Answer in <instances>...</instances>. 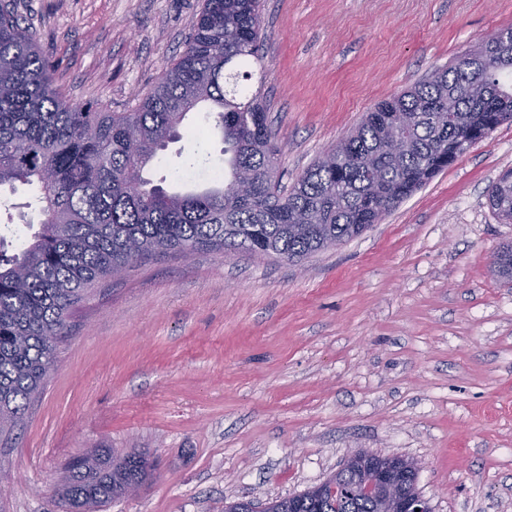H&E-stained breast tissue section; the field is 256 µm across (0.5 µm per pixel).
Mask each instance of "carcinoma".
<instances>
[{"instance_id":"cac0c4a2","label":"carcinoma","mask_w":512,"mask_h":512,"mask_svg":"<svg viewBox=\"0 0 512 512\" xmlns=\"http://www.w3.org/2000/svg\"><path fill=\"white\" fill-rule=\"evenodd\" d=\"M262 0H204L183 51L132 112L67 103L26 27L0 8V186L36 188L39 228L14 254L0 251V433L14 427L55 359L70 312L121 267L167 254L246 251L289 261L378 223L471 146L512 121V28L457 55L376 104L342 142L286 189L266 123L250 92L262 61ZM208 110L224 139L220 185L170 193L144 173L180 137L188 114ZM253 190L240 196L241 170ZM512 221V169L488 189ZM512 282V243L495 258ZM141 451L98 448L72 458L61 495L70 512H97L151 475ZM274 512H378L369 495L326 494Z\"/></svg>"}]
</instances>
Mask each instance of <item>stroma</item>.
I'll return each mask as SVG.
<instances>
[{"instance_id": "stroma-1", "label": "stroma", "mask_w": 512, "mask_h": 512, "mask_svg": "<svg viewBox=\"0 0 512 512\" xmlns=\"http://www.w3.org/2000/svg\"><path fill=\"white\" fill-rule=\"evenodd\" d=\"M204 0H0L76 105L128 112L182 51ZM261 92L292 185L378 102L512 28V0H264ZM159 151L167 191L224 161L214 120ZM512 168L494 129L361 235L288 262L199 251L139 263L72 310L54 365L0 435V512H67L56 480L93 448L147 449L153 476L100 512H224L303 492L358 451L417 459L433 512H512ZM0 248L39 218L28 185ZM488 201L497 217L512 221V169L503 171L489 186Z\"/></svg>"}]
</instances>
